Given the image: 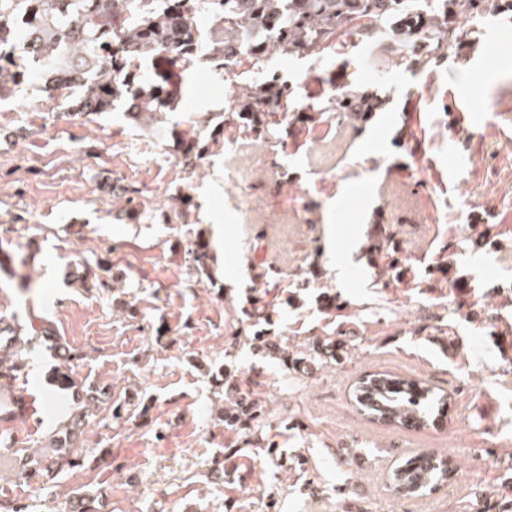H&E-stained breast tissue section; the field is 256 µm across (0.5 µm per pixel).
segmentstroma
Wrapping results in <instances>:
<instances>
[{"mask_svg": "<svg viewBox=\"0 0 512 512\" xmlns=\"http://www.w3.org/2000/svg\"><path fill=\"white\" fill-rule=\"evenodd\" d=\"M462 29L459 53L417 75L381 45L319 64L273 54L298 103L347 89L385 102L367 120L313 113L273 143L224 127L236 86L206 76L146 123L0 102V316L48 324L82 353L75 378L122 408L86 432L89 467L44 485L1 466L0 499L29 512L77 488L103 491L109 512H498L512 500V15ZM481 30L495 35L487 66L466 59ZM189 136L207 145L190 164ZM213 224L221 277L206 286L188 248ZM391 248L399 278L382 260ZM98 258L110 262L100 282L84 275ZM254 288L274 305L270 340L300 369L242 331ZM28 358L29 407L0 419V438L40 448L72 394L51 384L39 345ZM227 358L237 379L219 394L210 369ZM378 371L442 389L443 424L372 421L352 391ZM243 393L262 404L253 431L213 419L219 397ZM228 448L246 481L213 480ZM413 454L453 477L396 494L390 474Z\"/></svg>", "mask_w": 512, "mask_h": 512, "instance_id": "obj_1", "label": "stroma"}]
</instances>
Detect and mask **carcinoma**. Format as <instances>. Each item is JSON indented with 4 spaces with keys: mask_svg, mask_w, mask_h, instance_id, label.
Segmentation results:
<instances>
[{
    "mask_svg": "<svg viewBox=\"0 0 512 512\" xmlns=\"http://www.w3.org/2000/svg\"><path fill=\"white\" fill-rule=\"evenodd\" d=\"M499 0H0V100L20 91L38 75L34 100L60 101L75 118L91 121L121 111L136 120L176 109L186 75L201 71L216 79L232 72L244 85L224 106V123L244 128L259 140L282 134L298 122L296 114L346 112L369 117L379 102L368 92L347 90L324 107L288 109V81L267 71L280 50L319 62L341 54L350 39L386 44L396 66L414 73L457 52L459 21L490 14ZM211 17L207 32L199 14ZM199 283H214L213 254L203 239L188 251ZM253 297L251 326L256 346L269 341L260 324L269 321ZM19 337L0 339V417L22 415L26 396L14 390L25 369ZM52 352L55 386L72 392L73 408L51 438V452L22 459L28 479L77 467V440L94 424L105 427L120 417L112 392L77 383L70 364L79 355H58V337L43 327L33 337ZM357 405L371 419L396 424L413 418L423 424L447 407L446 396L425 381L386 372L367 375L353 390ZM224 425L246 429L261 418L254 402L240 397L218 405ZM446 475L443 462L414 455L391 474L394 487L416 493L433 488Z\"/></svg>",
    "mask_w": 512,
    "mask_h": 512,
    "instance_id": "carcinoma-1",
    "label": "carcinoma"
}]
</instances>
